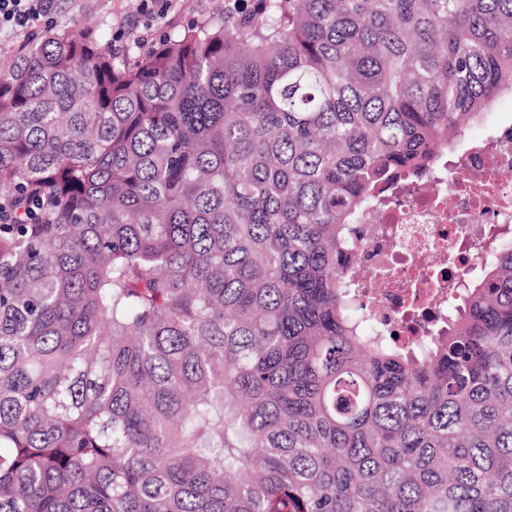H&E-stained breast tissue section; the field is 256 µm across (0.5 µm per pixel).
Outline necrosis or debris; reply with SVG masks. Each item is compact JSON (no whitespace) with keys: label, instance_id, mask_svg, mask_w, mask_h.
Masks as SVG:
<instances>
[{"label":"necrosis or debris","instance_id":"1","mask_svg":"<svg viewBox=\"0 0 512 512\" xmlns=\"http://www.w3.org/2000/svg\"><path fill=\"white\" fill-rule=\"evenodd\" d=\"M456 178H449V169ZM452 168L418 175L378 198L355 255L365 299L401 339L426 335L448 316L463 282L512 230V126L474 144Z\"/></svg>","mask_w":512,"mask_h":512}]
</instances>
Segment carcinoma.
<instances>
[{
    "label": "carcinoma",
    "mask_w": 512,
    "mask_h": 512,
    "mask_svg": "<svg viewBox=\"0 0 512 512\" xmlns=\"http://www.w3.org/2000/svg\"><path fill=\"white\" fill-rule=\"evenodd\" d=\"M506 91L512 0H257L0 63V512H512V234L407 344L352 264Z\"/></svg>",
    "instance_id": "1"
}]
</instances>
